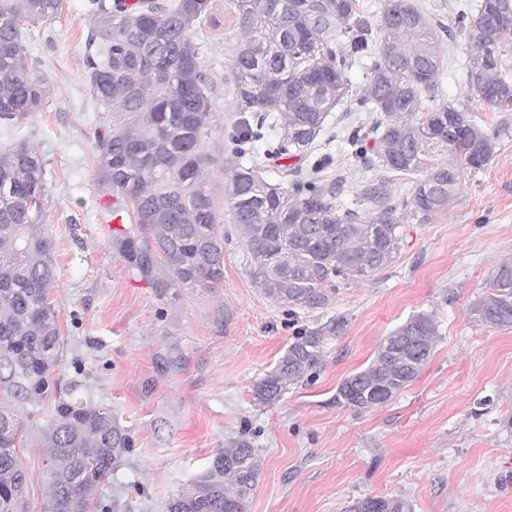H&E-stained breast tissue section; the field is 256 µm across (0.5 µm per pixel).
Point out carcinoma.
<instances>
[{"mask_svg": "<svg viewBox=\"0 0 512 512\" xmlns=\"http://www.w3.org/2000/svg\"><path fill=\"white\" fill-rule=\"evenodd\" d=\"M243 40L234 52L235 111L251 113L224 141V206L252 255V277L273 300L321 308L338 283L391 265L401 249L400 216L448 209L463 170L489 164L508 123L489 132L470 113L438 102L443 36L461 34L464 80L492 108L512 106V0H464L456 30L429 23L413 0H383L376 21L359 19V0H232ZM62 0H0V124L15 126L40 110L43 78L28 66L23 24L57 17ZM93 26L85 60L93 95L122 114L97 134L96 179L112 189L131 224L111 242L151 288H210L224 281V240L208 170L214 81L194 38L220 27L213 0H88ZM365 69V81L350 72ZM376 113L369 130L345 143L367 171L412 173V192L392 180H367L341 207L343 177L286 185L263 175L259 155H315L330 169L332 113ZM446 161L434 163L431 154ZM45 164L25 143L0 144V512H21L25 471L15 408L53 397L43 431L50 500L47 512H110L103 489L132 440L112 410L75 380L56 375L64 342L49 289L56 279L51 238L42 224ZM492 328L512 326V258L496 265L489 290L472 307ZM336 316L294 336L277 366L256 386L271 404L286 384L309 381L323 343L344 334ZM437 326L418 313L395 327L364 368L338 385L336 403L368 410L392 400L421 374ZM258 474L244 440L173 498L167 512H244ZM400 498L354 501L348 512H406Z\"/></svg>", "mask_w": 512, "mask_h": 512, "instance_id": "1", "label": "carcinoma"}]
</instances>
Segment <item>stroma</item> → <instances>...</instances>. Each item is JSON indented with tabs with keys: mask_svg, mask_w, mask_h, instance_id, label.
<instances>
[{
	"mask_svg": "<svg viewBox=\"0 0 512 512\" xmlns=\"http://www.w3.org/2000/svg\"><path fill=\"white\" fill-rule=\"evenodd\" d=\"M87 3L63 0L54 20L25 25L28 61L47 97L20 125L1 127L0 137L26 141L45 160L43 223L57 267L49 297L64 341L62 374L81 366L95 400L111 407L133 440L112 475L113 512H166L169 499L239 439L256 448L259 463L245 512H345L366 496L403 499L410 512H512V327H486L471 313L495 265L512 258V138L499 141L483 170L464 172L448 211L426 221L405 216L396 261L342 284L324 308L266 296L235 236L224 245L221 284L162 296L111 244L112 193L95 179L94 145L116 116L86 78ZM221 3L222 26H201L195 37L216 88L208 139L216 154L239 121L231 63L241 34L230 0ZM441 53L442 101L489 131L512 120V108L495 110L471 95L457 41H444ZM330 123L347 206L369 174L347 152L340 113ZM418 312L438 325L420 377L370 410L337 404L341 380ZM336 315L348 326L325 342L317 379L289 385L274 404L259 402L257 383L295 333ZM51 405L41 400L19 415L24 512H46L39 429Z\"/></svg>",
	"mask_w": 512,
	"mask_h": 512,
	"instance_id": "obj_1",
	"label": "stroma"
}]
</instances>
